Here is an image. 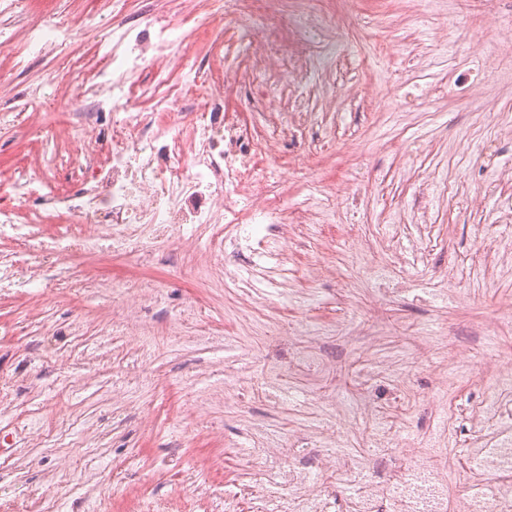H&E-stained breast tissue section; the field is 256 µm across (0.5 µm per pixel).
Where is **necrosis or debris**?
<instances>
[{"label": "necrosis or debris", "mask_w": 512, "mask_h": 512, "mask_svg": "<svg viewBox=\"0 0 512 512\" xmlns=\"http://www.w3.org/2000/svg\"><path fill=\"white\" fill-rule=\"evenodd\" d=\"M228 2L224 30L231 37L246 30V56L288 60L287 17L270 20L256 10L254 0ZM175 31L170 22L152 24L130 45L128 29L117 25L114 35L126 50L119 53L100 43L103 65L78 68L80 112L65 163L73 189L59 191L33 164L22 161L15 168L13 200L0 203V241L37 257L58 256L56 281H71L67 256L104 248L124 255L150 241L189 247L198 225L211 226L206 262L220 268L225 225H247L261 253L273 243L270 225L285 220L284 197L274 191L264 165L270 141L230 117L225 96L229 89H243L246 105L254 106L282 98L286 88L301 84V77L262 67L247 77L230 65L204 73L196 60L181 53L175 58L176 77L150 85L134 80L146 57L162 53ZM144 100L151 111L137 110ZM48 218L57 227L55 239L36 244L33 228ZM497 331L494 325L488 329L493 336L491 375L507 399L466 408L468 419L480 426L512 420V343L498 339ZM361 466L363 480L346 500L348 512H512L508 491L479 502L449 496L448 467L441 463L386 473L381 462L369 457Z\"/></svg>", "instance_id": "necrosis-or-debris-1"}]
</instances>
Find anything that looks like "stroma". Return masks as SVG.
<instances>
[{"label":"stroma","instance_id":"stroma-1","mask_svg":"<svg viewBox=\"0 0 512 512\" xmlns=\"http://www.w3.org/2000/svg\"><path fill=\"white\" fill-rule=\"evenodd\" d=\"M316 2L357 24L309 79L313 124L269 159L288 166L289 211L306 214L279 228L289 274L248 260V241L228 228L240 255L218 269L159 247L140 260L75 257L80 291H1L0 376L16 382V409L64 429L5 447L14 422L0 412V512H235L244 499L252 512H288L274 461L288 438L302 437L310 469L316 452L388 460L368 447L372 429L419 447L434 411L493 396L469 383L449 393L446 373L463 349L488 361L476 339L489 322L512 333V181L500 177L512 169V55L501 50L512 0ZM81 9L70 48L27 50L42 13ZM125 16L181 21L203 67L223 69L222 27L195 0H127L119 15L109 0H11L0 99L16 119L0 126V197L19 157L68 149L79 107L65 77L35 112L20 91L73 57L97 64L95 44ZM461 21L464 52L452 47ZM110 281L137 291L134 308ZM74 322L83 335H67ZM365 394L375 418L343 413Z\"/></svg>","mask_w":512,"mask_h":512}]
</instances>
